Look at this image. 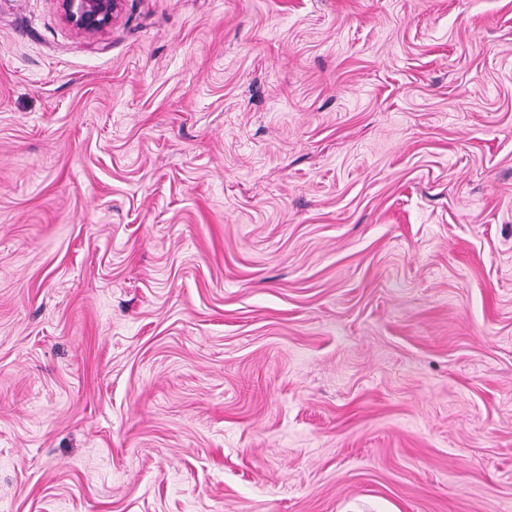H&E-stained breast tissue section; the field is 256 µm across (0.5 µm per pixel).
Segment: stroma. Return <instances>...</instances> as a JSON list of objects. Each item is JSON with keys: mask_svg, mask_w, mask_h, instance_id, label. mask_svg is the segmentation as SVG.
<instances>
[{"mask_svg": "<svg viewBox=\"0 0 512 512\" xmlns=\"http://www.w3.org/2000/svg\"><path fill=\"white\" fill-rule=\"evenodd\" d=\"M0 512H512V0H0ZM64 22L84 35L106 31L117 18L124 0H56Z\"/></svg>", "mask_w": 512, "mask_h": 512, "instance_id": "35a3bbf8", "label": "stroma"}]
</instances>
